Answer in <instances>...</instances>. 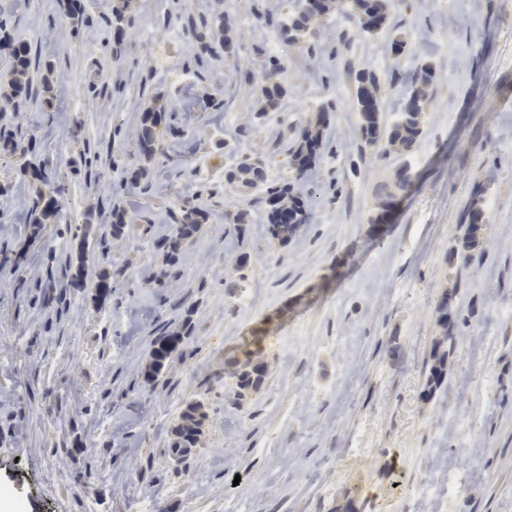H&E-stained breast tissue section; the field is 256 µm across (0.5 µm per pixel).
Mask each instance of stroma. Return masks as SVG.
I'll use <instances>...</instances> for the list:
<instances>
[{"instance_id": "obj_1", "label": "stroma", "mask_w": 512, "mask_h": 512, "mask_svg": "<svg viewBox=\"0 0 512 512\" xmlns=\"http://www.w3.org/2000/svg\"><path fill=\"white\" fill-rule=\"evenodd\" d=\"M88 21L65 33L56 0H0L14 35L52 61L53 108L1 117L55 157L71 189L68 232L48 225L29 241L36 185L0 160V487L26 512H512V0H398L391 20L407 37L367 39L334 19L315 51L278 40L279 0H224L238 52L198 69L182 19L211 0H135L121 41L112 0H84ZM287 62V94L255 116L269 57ZM434 66L419 145L407 159L366 146L356 110V71L377 75L382 121H392L418 58ZM193 74L196 110L173 169L147 193L131 192L133 141L155 96L179 108L174 75ZM106 85L92 96L89 84ZM230 101L214 110L209 96ZM329 107L323 157L307 192L312 220L288 244L272 239L265 207L224 181V167L261 159L273 180L289 176L278 147L289 127ZM110 174L85 185L72 168L83 139ZM410 180L396 191V172ZM395 191L389 219L379 201ZM211 211L181 254L179 276L159 290L155 237L178 201ZM484 213L480 245H462L471 204ZM251 205L247 245L226 235L224 216ZM149 214L151 233L129 225L109 250L89 242L87 277L64 311L35 302L50 259L75 255L83 224L104 225L113 207ZM23 252L14 264L15 252ZM246 262H239V253ZM113 277L98 305L99 272ZM457 313L443 338L438 307ZM191 322L182 355L156 384L143 370L154 338ZM262 340L263 386L238 393L224 360ZM448 351L441 387L427 393L430 354ZM207 414L194 454H166L182 407Z\"/></svg>"}]
</instances>
